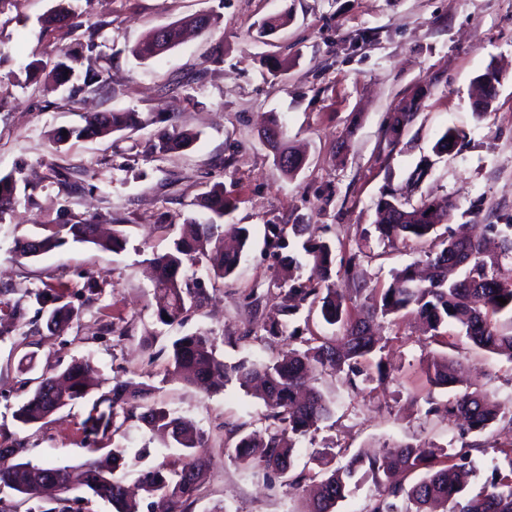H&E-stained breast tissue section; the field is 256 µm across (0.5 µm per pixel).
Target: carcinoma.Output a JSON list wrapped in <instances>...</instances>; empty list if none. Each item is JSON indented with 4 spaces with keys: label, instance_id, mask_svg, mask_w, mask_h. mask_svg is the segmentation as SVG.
I'll return each instance as SVG.
<instances>
[{
    "label": "carcinoma",
    "instance_id": "carcinoma-1",
    "mask_svg": "<svg viewBox=\"0 0 512 512\" xmlns=\"http://www.w3.org/2000/svg\"><path fill=\"white\" fill-rule=\"evenodd\" d=\"M214 19L199 15L167 26L166 35L172 45L180 42L186 27L200 29L213 25ZM132 54L149 60L161 54L158 30L151 31L133 49ZM84 60L83 50L71 49L62 53L53 67L57 83L67 82L74 71L73 64ZM411 111L396 113L389 127V144L394 145L405 127L412 122ZM139 123L133 112H93L84 117V125L67 130V136L76 138L107 137L114 132L133 129ZM58 134L57 140H62ZM274 151L280 170L291 176L304 165L305 158L287 148L277 116H272L264 131ZM193 135L183 131H166L150 151L166 153L187 147ZM14 175L0 177V213L11 206L16 191ZM199 206L210 213L209 220L184 226L183 234L172 250L152 259L155 276L152 281L157 316L162 323H174L186 305L200 307L204 301L203 289L195 281L179 276L187 262L204 261L215 277L224 279L237 271L249 233L239 229L240 243L236 250L224 248V226L217 220L224 217L226 204L224 189L207 192ZM454 209L453 201L440 207L425 198L415 205L396 198L382 199L378 204L379 220L376 230L387 241L414 237L439 242L441 249L428 251L422 260L424 269L413 263L393 274L392 283L379 291L362 288L349 279L347 272L359 264L364 253L355 252L343 262L342 284L332 278L335 262L330 243L319 235L320 225L269 224L265 244L275 250L287 247L290 235H308L302 244L306 255L319 271L322 288H309L293 275L296 261L293 257L281 260L282 272L277 284L281 286L280 314L295 316L303 304H320V313L330 325L339 324L343 336L336 340L325 336H312L300 340L301 347L290 348L267 360L242 359L228 364L216 355L214 338L203 331L184 335L173 341L168 360L174 371L188 383L236 381L239 386L263 402L267 422L266 436L258 439L238 429L230 433L226 447L233 449V462L253 473L274 472L287 478V484L299 485L310 481L317 485L313 512H335L344 501L350 486L358 484L357 476L369 477L377 487V496L369 512H429L434 506L442 512H512V453L506 451L509 472L494 468L490 480L480 494L468 493L470 482L476 478L472 452L484 453L493 447L487 431L496 422L512 424V401L504 403L495 395L464 389L455 393L448 402L431 407L428 412L443 411L448 421L459 426L475 439L455 453L441 446H413L409 443L386 445L372 456L355 455L342 465L331 466L336 454L314 451L309 457L313 467L293 472V458L297 439L318 429V424L330 417V402L319 389L312 386L313 372L336 374L345 369L358 376L357 366L377 350H382V337L374 328L381 321L411 310L426 326L432 340L442 336V329L457 326L475 347L495 354H506L512 360V334L503 332L501 317L512 324V278L505 275V265L512 264V220L505 224H490L500 238V252L487 256L478 238L458 239L438 229L448 220ZM44 233L35 238H22L15 242L19 257H28V251L37 246L47 253L72 240L93 244L107 250L119 251L126 245V236L115 229L112 236L102 240L95 224H58L43 227ZM38 305L37 312L48 314L47 323L58 328L79 318L68 295L63 291H37L31 294ZM507 299L500 304L497 298ZM25 311L21 300L0 315V337ZM170 320H165V317ZM96 371L89 357L68 365L60 374L41 376L28 400L15 412V418L24 425L37 423L70 402L85 397ZM424 372L430 385L450 387L455 384V369L448 357L436 354L428 358ZM153 387L146 383L118 382L112 393L93 402L83 421V430L89 446L96 451L104 442L122 432L128 422L144 424L150 431L171 439V444L183 449L179 464H164L141 471L139 483L145 493L159 497L164 512H188L189 502L198 490L200 476L206 467L207 438L192 432L182 417L150 402ZM12 452L22 458L14 468L0 471V486L17 493L19 500L5 504L0 501V512H18L23 505L39 498L36 484L51 476L62 492L71 490L72 466L67 464H37L25 458L28 452L23 440L13 441ZM129 449H112V467L104 468L87 463L82 486L93 496L112 505L115 512H139L124 489L123 478L116 469L123 463ZM402 470L421 475L409 486L390 481L391 475Z\"/></svg>",
    "mask_w": 512,
    "mask_h": 512
}]
</instances>
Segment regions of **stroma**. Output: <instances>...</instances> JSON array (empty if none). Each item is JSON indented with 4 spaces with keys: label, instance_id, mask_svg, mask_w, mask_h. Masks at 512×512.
<instances>
[{
    "label": "stroma",
    "instance_id": "obj_1",
    "mask_svg": "<svg viewBox=\"0 0 512 512\" xmlns=\"http://www.w3.org/2000/svg\"><path fill=\"white\" fill-rule=\"evenodd\" d=\"M61 4L78 14L80 28L48 23ZM199 13L216 15L209 32L144 62L133 56L151 30ZM277 15L287 26L263 32L262 22ZM78 42L92 43L109 91L85 89L80 66L66 84L52 81L61 49ZM34 61L41 71L30 81L24 68ZM490 70L497 96L479 112L475 81ZM407 108L414 120L389 146L392 117ZM113 111L139 113L144 125L103 138L53 139L81 125L84 113ZM272 112L286 143L305 154L290 177L261 135ZM173 128L193 133V144L150 153L157 134ZM449 129L460 134L459 145L438 155L434 146ZM10 173L19 184L13 205L0 213V303L65 288L81 315L51 331L45 314L31 307L0 341V443L25 440L36 463L105 458L106 450L94 454L85 445L89 407L116 382L145 381L155 385L157 405L208 439L210 466L190 512H307L308 485L252 474L227 456L228 430L262 429V401L233 381L209 393L186 384L160 349L199 330L216 336L228 363L286 349V342L261 340L280 303L270 282L281 265L264 243L267 225L326 226L336 257L363 252L355 279L381 289L428 249L414 239H380L382 196L452 200L448 228L455 233L479 234L511 217L512 0H0V176ZM216 186L228 205L224 223L247 227L250 245L236 275L224 281L204 265H186L184 275L200 281L207 299L181 321L162 324L149 260L172 248L183 224L202 217L199 201ZM89 219L121 225L124 249L70 242L33 258L14 252L15 239L43 226ZM117 326L125 337L115 336ZM249 329L255 336L247 340ZM380 334L381 358L361 367L371 372L384 360L382 380L354 388L344 372L318 380L332 414L298 440L295 470L325 447L350 455L392 442L460 448L459 429L429 410L453 395L428 384L423 367L432 354L460 361L476 386L512 396V361L473 348L456 327L436 344L403 313ZM88 355L98 373L87 398L33 425L14 419L41 374ZM489 438L494 448L473 456L481 474L470 486L474 494L493 467H506L512 425H493ZM114 442L144 453L138 467L119 469L128 487L136 485L137 469L182 455L139 424Z\"/></svg>",
    "mask_w": 512,
    "mask_h": 512
}]
</instances>
